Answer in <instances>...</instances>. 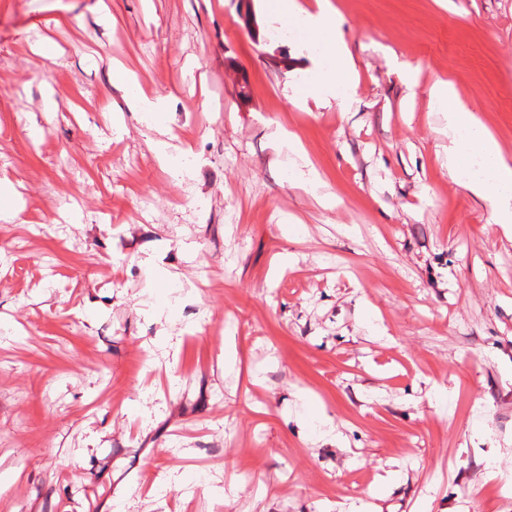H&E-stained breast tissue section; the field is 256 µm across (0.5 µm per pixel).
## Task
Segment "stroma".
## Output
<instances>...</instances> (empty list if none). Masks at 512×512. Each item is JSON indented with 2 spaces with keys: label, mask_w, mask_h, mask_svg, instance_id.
Wrapping results in <instances>:
<instances>
[{
  "label": "stroma",
  "mask_w": 512,
  "mask_h": 512,
  "mask_svg": "<svg viewBox=\"0 0 512 512\" xmlns=\"http://www.w3.org/2000/svg\"><path fill=\"white\" fill-rule=\"evenodd\" d=\"M331 3L322 107L275 0H0V512H512V239L429 97L512 158V0ZM289 23L302 24L315 42L325 46V63L321 65L313 82V98L336 99L342 95L351 99L355 95L354 62L342 41L336 40V10L328 0H317L316 10L308 11L291 5L285 16ZM112 84L130 87L129 96L130 106L141 112H160L163 109L164 101L161 98L149 99L136 92L132 87L135 86V78L128 71L121 68H114L112 71Z\"/></svg>",
  "instance_id": "1"
}]
</instances>
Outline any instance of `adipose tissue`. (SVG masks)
<instances>
[{"mask_svg": "<svg viewBox=\"0 0 512 512\" xmlns=\"http://www.w3.org/2000/svg\"><path fill=\"white\" fill-rule=\"evenodd\" d=\"M286 18L289 23L303 25L325 47V62L313 82L314 98H352L356 89L354 62L344 43L335 38L336 11L329 0H317L312 11L291 7ZM431 100L448 114L452 179L476 194L487 195L492 224L512 236V161L503 156L497 140L459 100L452 81H437Z\"/></svg>", "mask_w": 512, "mask_h": 512, "instance_id": "adipose-tissue-1", "label": "adipose tissue"}]
</instances>
